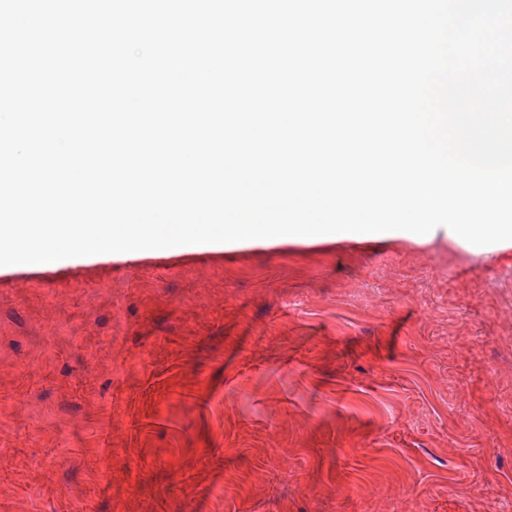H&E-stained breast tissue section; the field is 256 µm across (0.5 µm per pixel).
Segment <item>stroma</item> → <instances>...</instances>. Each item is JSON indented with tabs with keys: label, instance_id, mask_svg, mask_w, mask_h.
<instances>
[{
	"label": "stroma",
	"instance_id": "1",
	"mask_svg": "<svg viewBox=\"0 0 512 512\" xmlns=\"http://www.w3.org/2000/svg\"><path fill=\"white\" fill-rule=\"evenodd\" d=\"M1 306L0 512H512V251L107 253L2 267Z\"/></svg>",
	"mask_w": 512,
	"mask_h": 512
}]
</instances>
